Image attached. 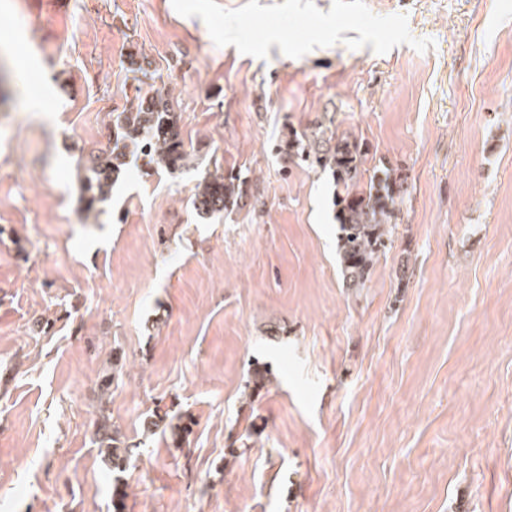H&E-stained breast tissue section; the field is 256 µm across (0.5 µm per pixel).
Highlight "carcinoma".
Here are the masks:
<instances>
[{
	"instance_id": "carcinoma-1",
	"label": "carcinoma",
	"mask_w": 512,
	"mask_h": 512,
	"mask_svg": "<svg viewBox=\"0 0 512 512\" xmlns=\"http://www.w3.org/2000/svg\"><path fill=\"white\" fill-rule=\"evenodd\" d=\"M180 117L160 94L138 99L136 107L112 113V147L90 155L80 201L86 212L95 210L112 195V187L125 171L128 155L139 149L151 161L173 173L183 168L187 157L179 125ZM288 154L331 170L336 185L338 259L349 288H363L369 281L375 259L386 247L396 203L406 192L404 181L393 169H376L364 178L361 144L348 136L315 130L288 141ZM240 197L238 176L209 175L200 182L194 208L201 215L222 213ZM177 444L191 433V421L178 418L168 424ZM96 443L112 470V509L123 512L127 497L123 474L129 465L128 449L121 447L109 416L97 421Z\"/></svg>"
}]
</instances>
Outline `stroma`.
Masks as SVG:
<instances>
[{"instance_id":"35a3bbf8","label":"stroma","mask_w":512,"mask_h":512,"mask_svg":"<svg viewBox=\"0 0 512 512\" xmlns=\"http://www.w3.org/2000/svg\"><path fill=\"white\" fill-rule=\"evenodd\" d=\"M0 32L37 62L0 46V512H112L102 413L125 512H512V0H0ZM157 93L185 167L132 152L84 213ZM320 127L407 188L362 288L330 170L284 148ZM180 117L161 94L139 98L135 108L112 115V147L91 154L81 187L83 211H94L112 195L125 171L131 149H140L170 173L183 168L187 157ZM239 186L238 176L232 173L204 177L194 199L195 210L201 215L227 211L240 197ZM96 443L100 445L101 452L112 470V509L113 512H122L125 509L127 497L126 484L123 474L129 465V452L120 446L118 432L114 428L108 415L102 413L97 421Z\"/></svg>"}]
</instances>
